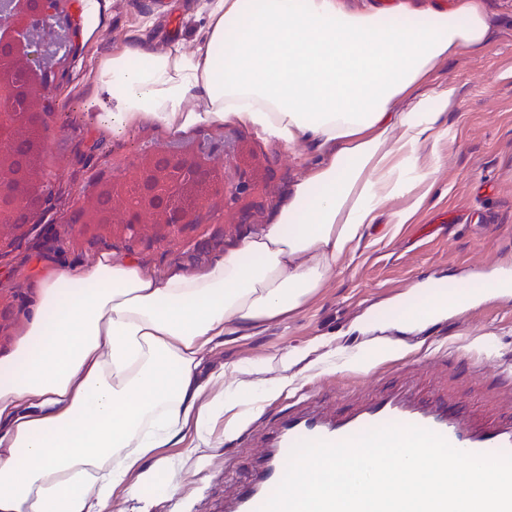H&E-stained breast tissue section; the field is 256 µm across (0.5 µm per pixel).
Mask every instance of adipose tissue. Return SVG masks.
I'll return each mask as SVG.
<instances>
[{
    "instance_id": "obj_1",
    "label": "adipose tissue",
    "mask_w": 512,
    "mask_h": 512,
    "mask_svg": "<svg viewBox=\"0 0 512 512\" xmlns=\"http://www.w3.org/2000/svg\"><path fill=\"white\" fill-rule=\"evenodd\" d=\"M193 50L128 47L97 66L86 121L172 133L227 121L303 146L308 175L273 223L194 273L163 278L100 252L36 264L34 300L0 353V512H111L116 489L174 494L158 451L282 391L201 378L217 341L284 322L353 258L390 199L426 182L455 91L414 92L441 61L486 45L483 0L449 12L347 10L341 0H198Z\"/></svg>"
}]
</instances>
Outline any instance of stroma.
Instances as JSON below:
<instances>
[{
    "label": "stroma",
    "instance_id": "obj_1",
    "mask_svg": "<svg viewBox=\"0 0 512 512\" xmlns=\"http://www.w3.org/2000/svg\"><path fill=\"white\" fill-rule=\"evenodd\" d=\"M194 2L101 0L96 36L85 43L57 93L55 119L65 128L36 171L58 195L52 221L39 225L8 257L0 258V268L10 272L7 286L0 288V306L12 312L9 330L0 334V351L11 348L34 297V261L78 264L97 253L78 234L64 235L58 245L45 243L62 230L72 199L89 196L99 173H110L113 165L171 138L157 126L140 125L115 134L82 122L85 99L78 90L92 79L90 62L132 42L156 51L177 43L193 49L202 26ZM484 6L493 24L489 44L462 50L440 63L422 87L426 93L448 86L455 90L446 116L447 135L424 151L426 159L436 163L432 183L388 201L355 258L332 269L323 288L299 313L250 336L225 337L205 361L209 368L248 363L253 370L247 381L284 376L287 387L260 401L235 435L225 436L223 422H216L213 433L223 444L205 461L192 454V439L172 448L171 456L186 460L170 476L177 487L174 495L150 487L142 488L136 499L120 493L112 512H138L144 498L151 501V512H225L236 485L248 478L262 434L306 392L319 398L320 409L330 411H348L378 387H407L423 398L440 391L449 400L465 402L477 423L512 415V292L475 295L462 310L417 327L384 325L377 319L421 290L448 285L458 293L474 292L481 279L512 275V0H484ZM228 133L239 138L245 158L266 185L254 221L272 223L287 207L306 168L288 147L270 144L252 128L233 122L205 133L216 146L214 165L224 163L221 147ZM418 196L424 202L410 222L393 223V213ZM218 232L226 235L219 248L223 254L249 236L230 215L225 224L201 226L195 241L143 251L138 262L159 276L176 268L194 271L200 266L193 258L197 243ZM377 340L400 344V355L375 358L371 346ZM287 349L299 352L300 358L285 372L279 356ZM474 356L484 359L482 374L469 365ZM354 358L366 361V368L350 367Z\"/></svg>",
    "mask_w": 512,
    "mask_h": 512
}]
</instances>
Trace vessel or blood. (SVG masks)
Segmentation results:
<instances>
[{"label":"vessel or blood","instance_id":"obj_1","mask_svg":"<svg viewBox=\"0 0 512 512\" xmlns=\"http://www.w3.org/2000/svg\"><path fill=\"white\" fill-rule=\"evenodd\" d=\"M414 425L442 435L453 447L475 454H512V416L477 425L464 404H449L446 397L422 400L402 391H379L356 409L330 414L298 408L281 417L262 440L252 464V477L240 486L231 512H259L281 482L290 452L299 442H340L385 425Z\"/></svg>","mask_w":512,"mask_h":512}]
</instances>
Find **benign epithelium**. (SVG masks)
I'll use <instances>...</instances> for the list:
<instances>
[{"mask_svg": "<svg viewBox=\"0 0 512 512\" xmlns=\"http://www.w3.org/2000/svg\"><path fill=\"white\" fill-rule=\"evenodd\" d=\"M69 0H0V229L44 224L52 211L53 192L33 178L34 156H45L61 128L51 123L60 76L44 65L37 32L52 17L76 38ZM44 94L43 109L34 95ZM214 147L208 138L188 148L177 139L147 150L124 165L112 167L88 211L73 205L66 223L78 231L121 242L126 256L163 242L189 236L201 224L218 220L211 202L220 198L224 212L258 230L240 205L257 198L255 168L242 157L237 137L224 134V166L209 163Z\"/></svg>", "mask_w": 512, "mask_h": 512, "instance_id": "obj_1", "label": "benign epithelium"}]
</instances>
